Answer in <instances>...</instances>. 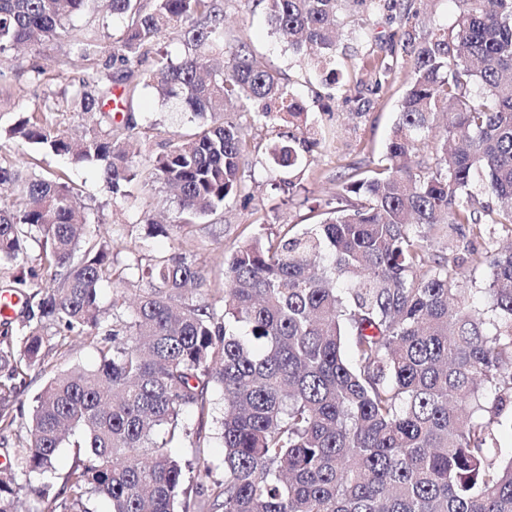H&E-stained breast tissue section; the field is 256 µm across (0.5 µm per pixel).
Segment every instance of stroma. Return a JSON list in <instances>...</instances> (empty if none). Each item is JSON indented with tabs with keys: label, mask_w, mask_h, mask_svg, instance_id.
<instances>
[{
	"label": "stroma",
	"mask_w": 512,
	"mask_h": 512,
	"mask_svg": "<svg viewBox=\"0 0 512 512\" xmlns=\"http://www.w3.org/2000/svg\"><path fill=\"white\" fill-rule=\"evenodd\" d=\"M223 3L225 50L245 47L263 65L279 71L287 88L303 104L307 120L294 124L257 121L256 113L262 107L258 101L234 112L235 121L246 134L241 169L247 188L216 214L188 226L177 225L173 192L149 181L150 164L165 142L177 139L189 128L177 101H162L153 89L140 90L125 107L136 123L131 144L141 161L138 178L128 186V197H113L105 189L99 163H74L39 152L21 140L7 144L16 165L26 170L37 165L65 175L78 188L88 232L111 240L119 266L132 268L171 254L193 256L206 280L196 298L206 302L222 292L225 255L247 238L276 234L286 224L300 231L310 228L319 223L326 201L348 177L367 175L382 167L409 82L407 68L400 67L385 84L375 83L374 60L404 55L405 25L389 12L339 11L342 36L336 45V63L342 77L335 86L316 75L309 56L294 51L279 37L257 0ZM72 23L95 37L102 61L109 57L123 31L122 22L110 17L99 0H89ZM88 67L77 50L63 40L45 39L0 53V131L20 113L33 111L45 101L64 104ZM288 133L321 141L318 148L303 153L298 168L290 170L266 161L268 147ZM150 215L169 222L166 234L150 230L145 222ZM432 237L449 261L460 264L467 263L471 249L502 248L512 243L511 231L498 228L476 237L468 226L456 224L437 225ZM95 365L93 350L78 340L65 350L47 353L43 368L31 370L26 379L22 414L0 446V461L7 451L27 440L34 398L50 374Z\"/></svg>",
	"instance_id": "stroma-1"
}]
</instances>
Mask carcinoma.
<instances>
[{"label":"carcinoma","instance_id":"cac0c4a2","mask_svg":"<svg viewBox=\"0 0 512 512\" xmlns=\"http://www.w3.org/2000/svg\"><path fill=\"white\" fill-rule=\"evenodd\" d=\"M87 0H0V53L34 38L66 40L85 60L91 37L71 27ZM288 45L316 50L330 80L338 6L410 14L404 0H262ZM451 31L403 32L412 80L386 147L382 171L354 174L320 223L272 237H251L225 260L222 295L193 299L204 287L185 254L136 267L146 282L130 315L112 305L102 324L98 290L125 281L112 241L86 236L79 192L56 174H23L0 143V265L40 242L47 273L33 292L29 275L12 279L24 298L25 325L0 322V431L26 371L44 365L47 346L79 338L92 347L89 371L51 377L36 397L29 438L0 472V512H15L16 473L52 469L69 442L75 460L63 485H42L50 512H191L182 499L186 469L210 512H512V455L498 447L512 429V250H473L470 268L448 264L430 235L439 224L512 229V0H462ZM124 22L104 66L86 74L73 112H100L114 99L112 66H129L163 30L185 28L177 63L127 86H152L179 101L194 130L165 144L153 181L176 191L177 223L212 215L245 190V133L224 102L261 101L257 117L302 115L280 74L239 47L227 64L201 74L198 50L224 55L221 0H108ZM45 105L20 116L5 138L75 162L100 161L114 195L137 176L123 140L132 116L93 129L80 141ZM446 116L443 142L429 157L420 146ZM305 137L288 135L271 163L301 162ZM496 200L472 208L474 188ZM488 270L485 303L466 298L471 269ZM22 346L23 357L15 358ZM223 391L220 463L212 437L190 431L183 415L209 409L207 388ZM187 440L192 461L163 452ZM224 470V478L213 476Z\"/></svg>","mask_w":512,"mask_h":512}]
</instances>
